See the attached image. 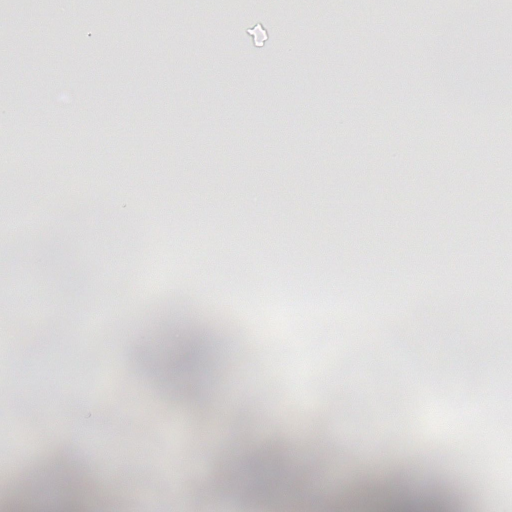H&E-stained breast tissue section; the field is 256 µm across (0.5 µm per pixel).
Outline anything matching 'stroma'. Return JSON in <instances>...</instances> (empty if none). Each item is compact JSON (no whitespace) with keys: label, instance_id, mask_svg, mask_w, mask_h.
<instances>
[{"label":"stroma","instance_id":"1","mask_svg":"<svg viewBox=\"0 0 512 512\" xmlns=\"http://www.w3.org/2000/svg\"><path fill=\"white\" fill-rule=\"evenodd\" d=\"M440 7L398 0H0V46L15 73L0 80L14 123L0 128V183L14 184L1 224H40L46 202L76 184L105 196L145 195L164 182L186 200L167 224L145 211L76 231L57 261L91 273L67 293L32 239L0 237V438L14 445L7 477L62 467L88 512H281L226 484V449L272 448L299 485V503L357 512L382 473L412 476V492H454L463 512H512V164L499 115L493 131L462 120L497 112L480 96L432 109L441 97L412 32ZM512 0L461 14L456 77L473 64L512 67L492 39ZM112 34L92 40L90 24ZM392 56L372 90L376 57ZM82 80L81 111L41 113L60 82ZM143 112L141 126L128 116ZM181 126L171 134L165 114ZM454 127L469 161L435 164ZM477 167H470V160ZM454 257L443 247L449 226ZM373 291L393 306L297 394L278 357L226 302L264 268ZM176 311L207 329L217 352L193 401L138 370L158 317ZM54 322L52 346L25 378L10 373L9 333ZM496 372L470 382L475 355ZM479 479H468L472 468Z\"/></svg>","mask_w":512,"mask_h":512}]
</instances>
